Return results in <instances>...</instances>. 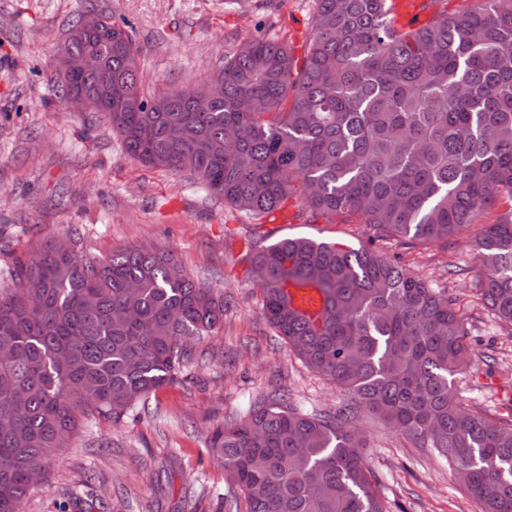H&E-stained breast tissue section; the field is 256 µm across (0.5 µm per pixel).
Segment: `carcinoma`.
Instances as JSON below:
<instances>
[{
    "label": "carcinoma",
    "instance_id": "1",
    "mask_svg": "<svg viewBox=\"0 0 512 512\" xmlns=\"http://www.w3.org/2000/svg\"><path fill=\"white\" fill-rule=\"evenodd\" d=\"M75 50L95 66L60 98L110 81L104 121L127 154L187 172L256 219L299 194L412 247L448 244L498 200L477 240L482 306L512 327V0H474L401 32L387 0H314L304 55L250 38L224 56L200 106L142 94L138 53L111 17ZM265 315L289 350L349 402L309 413L284 392L212 435L246 512H387L354 426L361 410L434 448L480 512H512V421L457 400L470 350L457 299L370 247L283 237L245 256ZM0 294V512H24L31 476L83 423H119L174 383L188 342L224 323V295L174 255L119 248L84 259L70 235L17 258ZM312 290L322 306L296 302Z\"/></svg>",
    "mask_w": 512,
    "mask_h": 512
}]
</instances>
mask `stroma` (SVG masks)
I'll return each mask as SVG.
<instances>
[{
	"instance_id": "1",
	"label": "stroma",
	"mask_w": 512,
	"mask_h": 512,
	"mask_svg": "<svg viewBox=\"0 0 512 512\" xmlns=\"http://www.w3.org/2000/svg\"><path fill=\"white\" fill-rule=\"evenodd\" d=\"M88 10L125 26L150 96L209 81L225 52L245 39L279 38L302 57L314 0H0V291L13 285L16 256L70 230L87 258L120 247L170 250L190 277L223 291L225 303L223 327L193 344L177 381L121 423L85 422L24 512H243L244 498L211 447L216 426L242 416L249 402L284 392L308 412H333L346 401L277 336L247 275L248 248L288 235L373 245L449 291L470 332L459 395L512 421V329L488 315L475 290L476 238L503 203L443 248H408L375 238L364 224L308 219L298 196L255 223L187 173L131 159L107 124L65 109L54 49ZM357 425L388 512H479L434 449L365 412Z\"/></svg>"
}]
</instances>
